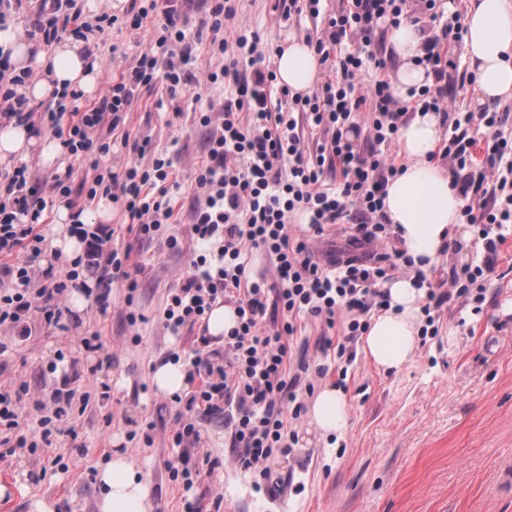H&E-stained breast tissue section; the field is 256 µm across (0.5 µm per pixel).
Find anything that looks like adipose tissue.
Wrapping results in <instances>:
<instances>
[{"label":"adipose tissue","mask_w":512,"mask_h":512,"mask_svg":"<svg viewBox=\"0 0 512 512\" xmlns=\"http://www.w3.org/2000/svg\"><path fill=\"white\" fill-rule=\"evenodd\" d=\"M464 46L475 75V98L479 105L512 101V0H470L466 17ZM426 39L421 27L402 22L388 32V46L399 61L392 81L396 97L408 99L411 89L427 82L425 71L415 60ZM0 45L10 49L16 67L47 69L46 79L27 85L24 93L33 101L42 100L56 87L92 92L98 81L85 58L84 42L66 39L51 51L35 48L23 30H0ZM281 83L294 91L310 88L319 73V60L302 41L288 43L274 61ZM442 130L431 113H415L398 132L401 155L406 159L402 173L389 179L383 213L395 233L396 249L410 256L416 268L430 272L447 244H462L468 236L462 230L463 200L452 189L448 169L436 161ZM38 150L44 166H54L61 147L27 126L0 123V162L28 157ZM112 218L108 199L96 201L92 211L75 215L66 204H58L56 221L49 229L51 250L75 259L82 253L76 238L70 237L74 220L85 224H105ZM389 306L374 314L369 329L359 342L366 358L384 371L398 370L412 362L424 324L425 291L414 278L400 277L386 283ZM310 419L326 434L342 432L347 425V405L341 390L321 389L312 401ZM100 487L98 512H147L149 484L122 453H114L97 474Z\"/></svg>","instance_id":"adipose-tissue-1"}]
</instances>
